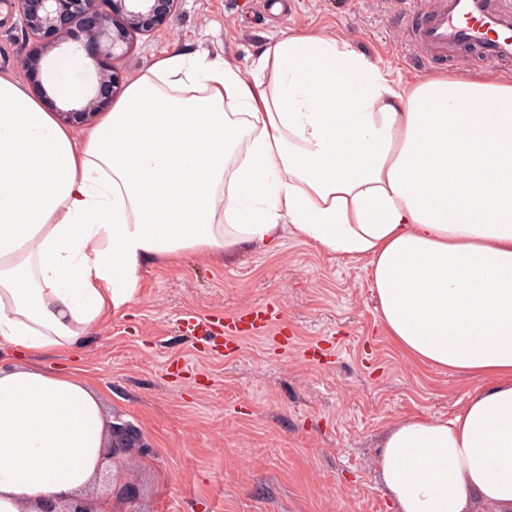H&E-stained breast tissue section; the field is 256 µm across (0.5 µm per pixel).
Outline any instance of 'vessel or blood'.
I'll return each instance as SVG.
<instances>
[{"label":"vessel or blood","instance_id":"vessel-or-blood-1","mask_svg":"<svg viewBox=\"0 0 512 512\" xmlns=\"http://www.w3.org/2000/svg\"><path fill=\"white\" fill-rule=\"evenodd\" d=\"M401 0L412 24L411 48L421 57H451L457 50H475L484 61L512 60V0ZM270 309L232 319L224 327L225 342L244 332L265 331Z\"/></svg>","mask_w":512,"mask_h":512}]
</instances>
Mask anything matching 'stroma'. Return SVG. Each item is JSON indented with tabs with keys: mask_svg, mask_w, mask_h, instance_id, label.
Wrapping results in <instances>:
<instances>
[{
	"mask_svg": "<svg viewBox=\"0 0 512 512\" xmlns=\"http://www.w3.org/2000/svg\"><path fill=\"white\" fill-rule=\"evenodd\" d=\"M398 0H179L170 22L136 35L114 63L128 85L156 59L205 53L243 75L281 33L336 36L396 82L494 71L473 51L424 59L394 15ZM26 36L0 5V73L25 84ZM274 305L267 334L224 348V324ZM209 333L189 336L185 320ZM49 371L87 372L107 424L137 436L112 459V512H395L378 471L397 423L446 420L475 390L463 374L408 359L386 335L365 261L283 230L218 259L191 253L143 265L135 302Z\"/></svg>",
	"mask_w": 512,
	"mask_h": 512,
	"instance_id": "1",
	"label": "stroma"
}]
</instances>
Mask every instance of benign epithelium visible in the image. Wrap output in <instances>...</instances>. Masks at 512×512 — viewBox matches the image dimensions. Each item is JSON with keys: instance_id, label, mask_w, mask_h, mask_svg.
Wrapping results in <instances>:
<instances>
[{"instance_id": "1", "label": "benign epithelium", "mask_w": 512, "mask_h": 512, "mask_svg": "<svg viewBox=\"0 0 512 512\" xmlns=\"http://www.w3.org/2000/svg\"><path fill=\"white\" fill-rule=\"evenodd\" d=\"M179 0H18L17 12L30 41L26 65L36 73L48 49L72 44L84 51L98 69L95 97L79 107L59 111L69 124L89 121L107 107L120 88L111 61L121 57L133 33L147 32L167 22ZM42 512H88L83 498L60 505L46 504Z\"/></svg>"}]
</instances>
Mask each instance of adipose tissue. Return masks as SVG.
<instances>
[{
	"mask_svg": "<svg viewBox=\"0 0 512 512\" xmlns=\"http://www.w3.org/2000/svg\"><path fill=\"white\" fill-rule=\"evenodd\" d=\"M366 260L410 359L478 380L452 418L402 421L379 466L399 512H512V83L401 86L347 43L282 35L251 78L155 61L76 141L0 74V512H42L105 464L98 389L37 358L133 303L145 257H220L283 226Z\"/></svg>",
	"mask_w": 512,
	"mask_h": 512,
	"instance_id": "1",
	"label": "adipose tissue"
}]
</instances>
